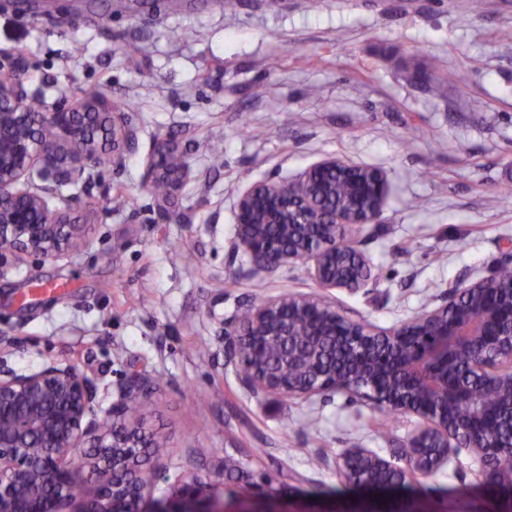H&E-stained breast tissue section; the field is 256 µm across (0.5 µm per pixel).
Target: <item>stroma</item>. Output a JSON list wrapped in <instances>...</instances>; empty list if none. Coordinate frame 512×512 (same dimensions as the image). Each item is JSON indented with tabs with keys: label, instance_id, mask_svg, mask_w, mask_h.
<instances>
[{
	"label": "stroma",
	"instance_id": "35a3bbf8",
	"mask_svg": "<svg viewBox=\"0 0 512 512\" xmlns=\"http://www.w3.org/2000/svg\"><path fill=\"white\" fill-rule=\"evenodd\" d=\"M503 28L512 0H483L478 14L470 0H0V55H25L31 93L66 110L79 88L104 89L135 102L137 131L121 163L59 189L76 211L95 206L86 245L26 257L0 277V366L72 365L93 376L100 412L131 374L156 382L145 419L163 441L152 498L195 477L231 507L263 503L273 487L296 512H350L361 493L339 479L337 458L354 447L391 456L375 421L400 440L418 421L339 393L300 401L240 386L225 323L254 292L319 287L300 263L253 274L235 248L236 203L254 182L296 180L331 156L381 170L387 204L358 233L373 282L330 296L382 328L488 276L512 240V198L497 197L512 184ZM127 42L140 53L124 55ZM414 56L426 79L402 71ZM268 57L275 68L260 67ZM164 139L189 168L158 200L142 182ZM200 397L209 405L198 410ZM462 461L414 482L415 499L431 512H485V494L470 490L477 462Z\"/></svg>",
	"mask_w": 512,
	"mask_h": 512
}]
</instances>
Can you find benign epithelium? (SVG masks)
Here are the masks:
<instances>
[{
	"label": "benign epithelium",
	"mask_w": 512,
	"mask_h": 512,
	"mask_svg": "<svg viewBox=\"0 0 512 512\" xmlns=\"http://www.w3.org/2000/svg\"><path fill=\"white\" fill-rule=\"evenodd\" d=\"M0 70L11 75L0 83L1 277L22 255L55 257L83 243L86 224L69 203L53 206L50 198L82 180L105 143H112L113 160L120 161L137 132L103 97L67 111L32 112L26 59L0 57ZM169 152L165 139L149 161L147 183L175 181L187 169L184 163L166 167ZM338 177L350 184L343 203L336 202ZM388 196L382 171L335 157L293 182H255L237 202V247L257 272L309 263L319 287L355 292L371 271L352 228L378 223ZM247 309L248 320L236 317L224 329V357L249 393L302 400L342 393L420 420L403 444V467L367 448L348 449L359 462L355 474L339 458L340 477L373 494L365 502L394 497L400 486L391 485L389 475L395 471L428 477L463 451L482 463L512 447V281L498 271L452 287L441 304L389 329L347 316L318 294L271 297ZM253 336H273L282 347L273 354L251 342ZM460 353L479 362L459 374L454 363ZM484 383L501 389L504 400L475 403L473 389ZM153 390L155 383L131 375L99 418L92 379L75 367L51 363L31 373L0 368V512H64L74 499L83 504L80 512H143L153 481L146 454L161 444L129 418L127 402L145 400ZM463 405L471 406L466 420L456 414ZM79 468L94 479L77 481ZM150 512L227 508L193 478L178 496L155 501ZM232 512L335 510L257 508L241 501Z\"/></svg>",
	"instance_id": "benign-epithelium-1"
}]
</instances>
